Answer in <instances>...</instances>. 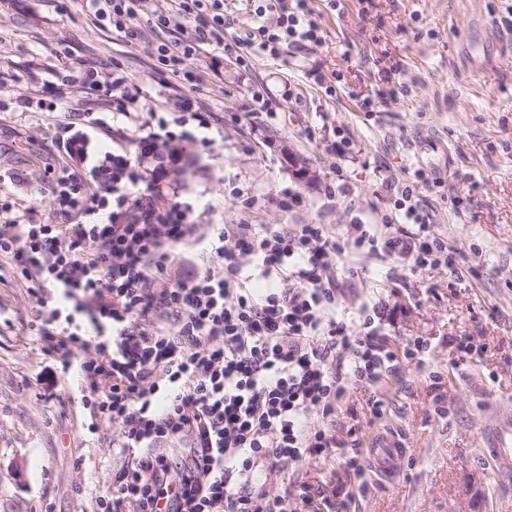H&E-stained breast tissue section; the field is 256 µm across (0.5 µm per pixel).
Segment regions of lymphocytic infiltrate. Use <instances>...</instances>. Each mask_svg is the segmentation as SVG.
Segmentation results:
<instances>
[{
    "mask_svg": "<svg viewBox=\"0 0 512 512\" xmlns=\"http://www.w3.org/2000/svg\"><path fill=\"white\" fill-rule=\"evenodd\" d=\"M84 2L93 22H109L129 41L140 38L136 20L146 17L163 33L155 43L163 74L190 85L207 50L245 62L322 40L310 0H247L248 28L232 40L224 35L226 0ZM187 20L193 29L184 39ZM193 123L209 126L210 116L187 97L172 122L136 138V150L174 162L168 127ZM91 175L101 194L87 195L80 173L60 169L47 182L53 221L0 231V253L17 257V276L35 290L32 325L45 352L67 362L74 348L89 349L80 361L85 402L93 418L120 428L112 445L128 463L98 512H348V500L325 481L296 480L272 494L260 476L338 456L358 486L367 483L356 429L338 431L337 418L353 388L363 389L372 419L383 417L378 385L397 356L379 343L387 304L354 319L340 313L329 254L382 240L412 256L416 270L478 277L432 233L415 185L401 183L394 202L413 226L409 235H392L390 217L341 239L323 224H203L193 204L132 197L142 177L125 152L105 154ZM189 244L204 268L172 279L178 250ZM256 276L278 285L255 293L247 283Z\"/></svg>",
    "mask_w": 512,
    "mask_h": 512,
    "instance_id": "obj_1",
    "label": "lymphocytic infiltrate"
}]
</instances>
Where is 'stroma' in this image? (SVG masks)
I'll return each instance as SVG.
<instances>
[{"instance_id":"stroma-1","label":"stroma","mask_w":512,"mask_h":512,"mask_svg":"<svg viewBox=\"0 0 512 512\" xmlns=\"http://www.w3.org/2000/svg\"><path fill=\"white\" fill-rule=\"evenodd\" d=\"M322 40L247 64L214 50L201 55L197 99L210 128H191L166 174L156 160L137 167L160 201L208 208L213 224H325L338 237L380 223L392 188L415 169L440 173L442 187L418 184L447 237L483 275L458 282L443 271H412L386 248L331 256L345 316L385 299L397 307L386 327L402 352L427 339L423 365L399 361L385 375L382 419L359 414L361 448L390 432L404 457L390 476L369 474L353 512H504L512 479L482 454L495 409L512 404V0H312ZM156 34L130 44L94 24L80 0H0V225L47 221L50 169L83 144L84 169L105 152L133 149L138 131L107 92L64 85L70 67L122 71L158 117L176 111L187 85L168 82L153 51ZM301 87L288 97L286 84ZM334 85L335 96L324 93ZM272 95L274 116L251 111L253 89ZM376 102L373 113L364 99ZM317 128L306 138L305 128ZM351 153L338 157L336 131ZM213 146H204V139ZM304 157L314 178L288 169ZM343 173L345 194L326 184ZM259 201L243 211L240 192ZM298 195L289 210L279 201ZM0 255V512H97L124 460L112 448L120 429L91 430L74 369L44 352L31 328L36 300ZM473 337L476 351L458 350ZM441 375L430 388L429 375ZM443 404L445 415L434 412Z\"/></svg>"}]
</instances>
